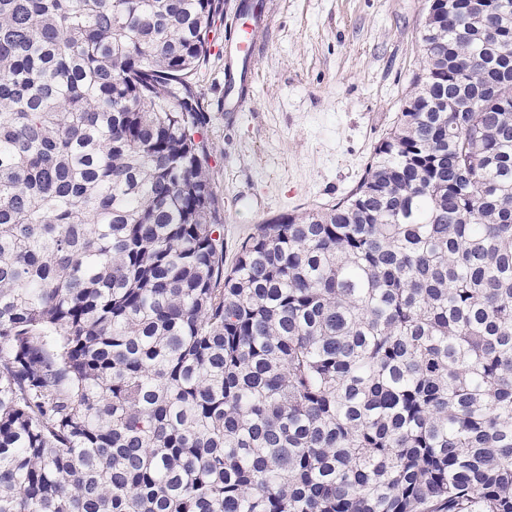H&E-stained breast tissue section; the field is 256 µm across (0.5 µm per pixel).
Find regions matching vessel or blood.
<instances>
[{
	"label": "vessel or blood",
	"instance_id": "1",
	"mask_svg": "<svg viewBox=\"0 0 512 512\" xmlns=\"http://www.w3.org/2000/svg\"><path fill=\"white\" fill-rule=\"evenodd\" d=\"M261 46L253 36L252 27L243 28L229 39L224 59V109L228 112L243 111L252 87Z\"/></svg>",
	"mask_w": 512,
	"mask_h": 512
}]
</instances>
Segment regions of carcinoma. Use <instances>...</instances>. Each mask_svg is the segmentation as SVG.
<instances>
[{
    "mask_svg": "<svg viewBox=\"0 0 512 512\" xmlns=\"http://www.w3.org/2000/svg\"><path fill=\"white\" fill-rule=\"evenodd\" d=\"M224 0H0V512H512V0H430L366 176L224 269Z\"/></svg>",
    "mask_w": 512,
    "mask_h": 512,
    "instance_id": "cac0c4a2",
    "label": "carcinoma"
}]
</instances>
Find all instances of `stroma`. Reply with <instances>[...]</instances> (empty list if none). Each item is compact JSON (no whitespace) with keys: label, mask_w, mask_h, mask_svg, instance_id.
Returning <instances> with one entry per match:
<instances>
[{"label":"stroma","mask_w":512,"mask_h":512,"mask_svg":"<svg viewBox=\"0 0 512 512\" xmlns=\"http://www.w3.org/2000/svg\"><path fill=\"white\" fill-rule=\"evenodd\" d=\"M236 0L195 76L207 108L215 206L232 266L259 224L328 207L365 175L424 64L428 0H264L258 78L245 111L222 108L224 45L245 23Z\"/></svg>","instance_id":"35a3bbf8"}]
</instances>
